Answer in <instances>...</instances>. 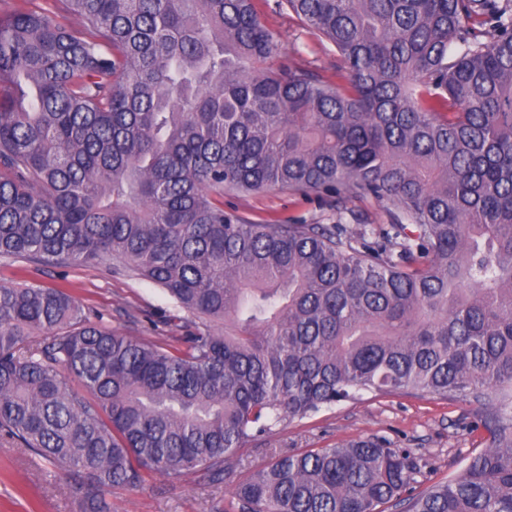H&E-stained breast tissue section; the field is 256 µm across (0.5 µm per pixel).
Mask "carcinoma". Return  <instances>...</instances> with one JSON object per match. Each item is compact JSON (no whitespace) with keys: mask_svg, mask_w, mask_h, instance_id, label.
<instances>
[{"mask_svg":"<svg viewBox=\"0 0 512 512\" xmlns=\"http://www.w3.org/2000/svg\"><path fill=\"white\" fill-rule=\"evenodd\" d=\"M346 86L278 57L253 0L0 10V259L116 266L191 316L177 343L0 285V433L80 512L170 485L366 393L459 400L487 448L419 471L384 438L279 452L232 512H512V0H285ZM77 19V26L70 24ZM271 187L387 224H250Z\"/></svg>","mask_w":512,"mask_h":512,"instance_id":"obj_1","label":"carcinoma"}]
</instances>
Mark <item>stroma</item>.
I'll use <instances>...</instances> for the list:
<instances>
[{
    "mask_svg": "<svg viewBox=\"0 0 512 512\" xmlns=\"http://www.w3.org/2000/svg\"><path fill=\"white\" fill-rule=\"evenodd\" d=\"M255 7L273 32L281 57L340 84L343 63L330 42L311 35L280 0H255ZM224 207L252 223L333 224L356 219L384 224L389 220L383 205L371 198L350 201L340 212L324 201L279 188L225 192ZM19 282L45 287L66 284L92 316L111 329L137 336L178 333L160 321L161 316L176 312L167 293L149 280L115 269L108 260L62 269L0 260V285ZM471 419L469 406L459 401L404 393L368 394L274 428L248 442L225 466L240 481L271 462L280 450L301 452L383 437L414 454L420 466L417 486L422 489L458 474L471 454L485 448L487 435L471 429ZM232 493V483L215 489L198 473L175 485L151 475L141 489L113 488L110 499L112 512H216ZM0 512H77V508L66 481L56 475L52 464L32 462L25 449L0 441Z\"/></svg>",
    "mask_w": 512,
    "mask_h": 512,
    "instance_id": "1",
    "label": "stroma"
}]
</instances>
